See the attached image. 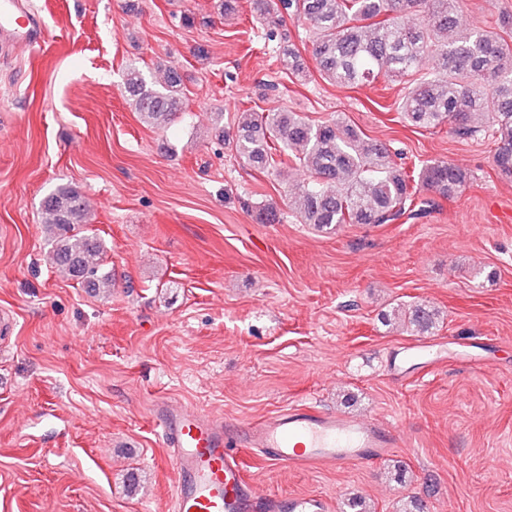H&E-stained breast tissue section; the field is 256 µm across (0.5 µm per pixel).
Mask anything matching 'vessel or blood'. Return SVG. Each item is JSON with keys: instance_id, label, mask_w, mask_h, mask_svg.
Returning a JSON list of instances; mask_svg holds the SVG:
<instances>
[{"instance_id": "obj_1", "label": "vessel or blood", "mask_w": 512, "mask_h": 512, "mask_svg": "<svg viewBox=\"0 0 512 512\" xmlns=\"http://www.w3.org/2000/svg\"><path fill=\"white\" fill-rule=\"evenodd\" d=\"M45 39L41 18L26 0H0V42L32 49ZM154 417L175 473L174 512H244L252 504L277 512V501L245 480L232 451L239 444L277 465L341 470L381 459L402 441L396 429L373 419L312 407L292 408L236 432L222 417L180 403L157 405Z\"/></svg>"}]
</instances>
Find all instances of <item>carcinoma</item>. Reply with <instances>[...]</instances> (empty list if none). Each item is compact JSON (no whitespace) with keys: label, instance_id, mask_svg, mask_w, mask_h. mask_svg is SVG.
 Returning <instances> with one entry per match:
<instances>
[{"label":"carcinoma","instance_id":"carcinoma-1","mask_svg":"<svg viewBox=\"0 0 512 512\" xmlns=\"http://www.w3.org/2000/svg\"><path fill=\"white\" fill-rule=\"evenodd\" d=\"M461 0H250L256 16L304 23L321 77L343 87L377 79L404 82L399 102L403 120L415 128L450 125L460 139L490 133L498 172L512 176V14L495 22L459 29ZM281 64L306 73L291 47ZM124 94L139 120L164 127L184 111L181 78L168 70L165 86L150 83L136 67L127 70ZM236 154L263 173L282 174L297 165L306 174L295 197L300 224L320 232L346 224H391L421 192L454 198L469 179L466 169L427 160L409 170L397 164L387 146L364 140L340 119L314 123L286 109L248 112L228 138ZM55 268L95 295L115 286L103 258L108 245L90 229L87 203L77 188L57 185L41 203ZM438 312L417 304L403 323L424 334L436 328Z\"/></svg>","mask_w":512,"mask_h":512}]
</instances>
